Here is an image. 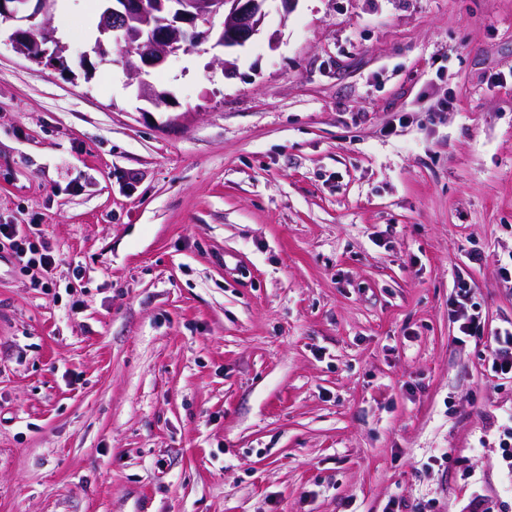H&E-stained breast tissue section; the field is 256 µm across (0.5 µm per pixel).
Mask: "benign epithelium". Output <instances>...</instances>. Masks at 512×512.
<instances>
[{
    "label": "benign epithelium",
    "instance_id": "obj_1",
    "mask_svg": "<svg viewBox=\"0 0 512 512\" xmlns=\"http://www.w3.org/2000/svg\"><path fill=\"white\" fill-rule=\"evenodd\" d=\"M0 0V16L25 21L11 40L29 60L50 56L64 61L66 46L49 25V0ZM270 0H114L100 18L102 34H118L138 57L140 66L157 68L168 57L213 38L226 49L243 47L262 30ZM224 18L222 28L215 17Z\"/></svg>",
    "mask_w": 512,
    "mask_h": 512
}]
</instances>
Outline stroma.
<instances>
[{
	"instance_id": "obj_1",
	"label": "stroma",
	"mask_w": 512,
	"mask_h": 512,
	"mask_svg": "<svg viewBox=\"0 0 512 512\" xmlns=\"http://www.w3.org/2000/svg\"><path fill=\"white\" fill-rule=\"evenodd\" d=\"M103 7L65 70L0 17V224L55 258L0 252V512H512V0H270L88 79ZM18 237L15 224H0V251H10L24 271L38 270L43 277L49 275L55 259L47 243L44 240L21 242ZM456 298L453 301L454 306L457 308L454 312L458 313L457 322L459 324V331L465 336H474L481 334L484 330V325H481L479 314H468L467 305L471 301L470 287L466 282L460 281L457 283ZM495 347L489 355L488 368L496 375H512V331L494 334Z\"/></svg>"
}]
</instances>
